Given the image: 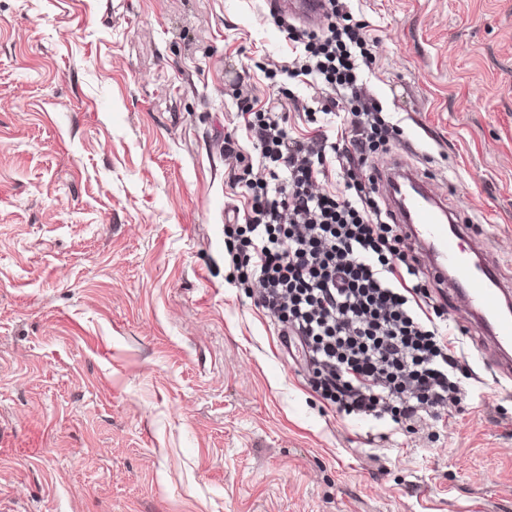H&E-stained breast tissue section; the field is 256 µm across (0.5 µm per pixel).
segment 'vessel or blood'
I'll return each instance as SVG.
<instances>
[{"label":"vessel or blood","instance_id":"b4317fda","mask_svg":"<svg viewBox=\"0 0 512 512\" xmlns=\"http://www.w3.org/2000/svg\"><path fill=\"white\" fill-rule=\"evenodd\" d=\"M270 12L288 15L305 27L325 17V0H266ZM413 172L402 180L388 181L389 196L396 203L398 221L410 242L426 245L431 256V275L450 284L456 296L484 327L494 346L495 365L512 372V285L478 260V245H465L457 215L432 196L429 190L405 191L418 183Z\"/></svg>","mask_w":512,"mask_h":512}]
</instances>
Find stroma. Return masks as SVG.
Wrapping results in <instances>:
<instances>
[{"instance_id":"35a3bbf8","label":"stroma","mask_w":512,"mask_h":512,"mask_svg":"<svg viewBox=\"0 0 512 512\" xmlns=\"http://www.w3.org/2000/svg\"><path fill=\"white\" fill-rule=\"evenodd\" d=\"M394 158L512 276V0H353ZM262 0H0V512H512V377L462 332L416 434L336 414L234 280L242 106L336 137Z\"/></svg>"}]
</instances>
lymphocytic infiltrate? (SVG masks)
Segmentation results:
<instances>
[{
  "label": "lymphocytic infiltrate",
  "instance_id": "f902f5d3",
  "mask_svg": "<svg viewBox=\"0 0 512 512\" xmlns=\"http://www.w3.org/2000/svg\"><path fill=\"white\" fill-rule=\"evenodd\" d=\"M326 31L289 30L304 53L285 61L289 77L321 81L346 103L353 134L292 138L285 113L263 110L245 124L261 147L264 175L237 140L224 157L249 199L244 223L224 227L238 241L235 278L257 287L279 336L292 341L311 388L342 416L404 426L461 401L453 331L399 225L382 219L377 178L350 162L383 148L396 125L366 99L359 68L371 65L364 27L346 0H327ZM344 187L319 192L326 167Z\"/></svg>",
  "mask_w": 512,
  "mask_h": 512
}]
</instances>
